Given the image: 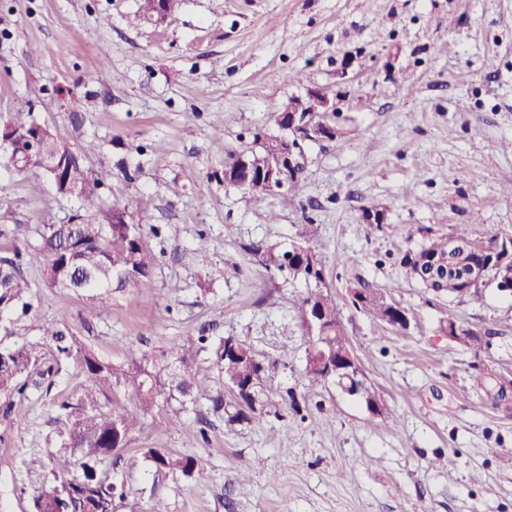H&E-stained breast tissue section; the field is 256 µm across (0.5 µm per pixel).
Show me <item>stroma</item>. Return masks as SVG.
Returning a JSON list of instances; mask_svg holds the SVG:
<instances>
[{
    "label": "stroma",
    "instance_id": "stroma-1",
    "mask_svg": "<svg viewBox=\"0 0 512 512\" xmlns=\"http://www.w3.org/2000/svg\"><path fill=\"white\" fill-rule=\"evenodd\" d=\"M141 4L0 0V123L22 108L73 151L94 142L87 166L112 173L102 204L123 199L156 256L138 301L116 292L94 311L24 267L20 333L42 362L24 419L0 413V512H33L52 475L28 462L61 454L58 404L85 392L79 359L49 373L51 330L119 365L211 324L278 362L262 415L228 422L212 404L224 382L205 372L193 406L160 405L113 458L125 497L164 512H512V294L438 296L401 263L461 224L512 233V0H182L161 22L140 19ZM310 88L340 96L347 131L306 144L302 195L254 207L224 163ZM82 212L0 157V259L14 225L36 246L44 225ZM296 242L317 253L385 416L331 382L307 392V285L245 250ZM364 285L405 308L409 329L357 309ZM450 318L482 343L448 339ZM146 448L193 457L211 479L156 474Z\"/></svg>",
    "mask_w": 512,
    "mask_h": 512
}]
</instances>
